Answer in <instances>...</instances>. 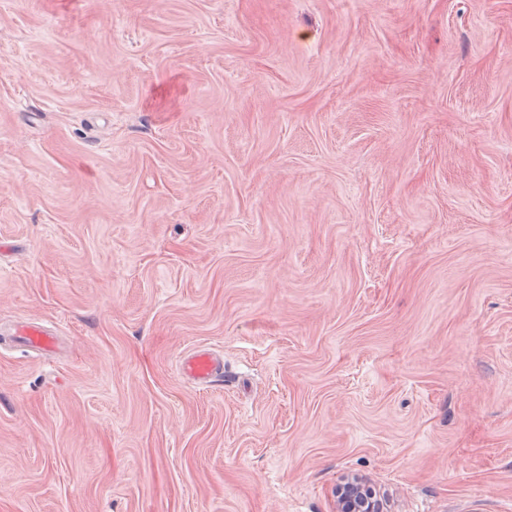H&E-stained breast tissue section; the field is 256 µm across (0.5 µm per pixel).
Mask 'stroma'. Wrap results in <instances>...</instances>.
Instances as JSON below:
<instances>
[{"label":"stroma","mask_w":512,"mask_h":512,"mask_svg":"<svg viewBox=\"0 0 512 512\" xmlns=\"http://www.w3.org/2000/svg\"><path fill=\"white\" fill-rule=\"evenodd\" d=\"M348 477L512 512V0H0V512ZM13 336H16L18 344L28 352H47L56 346L54 333L38 323L25 322L17 325ZM180 375L201 387L224 381V361L209 349L194 348L181 356Z\"/></svg>","instance_id":"obj_1"}]
</instances>
